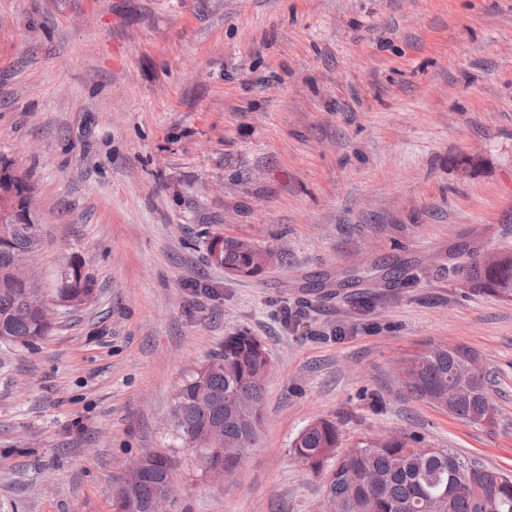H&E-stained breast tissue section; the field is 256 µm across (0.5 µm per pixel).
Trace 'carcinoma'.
Segmentation results:
<instances>
[{"mask_svg":"<svg viewBox=\"0 0 512 512\" xmlns=\"http://www.w3.org/2000/svg\"><path fill=\"white\" fill-rule=\"evenodd\" d=\"M30 204L8 218L9 237L0 236V344L30 347L51 332L52 322L39 311L23 308L27 289L10 280L9 268L31 248L41 246L39 225L29 222ZM248 240L221 239L220 266L241 278L264 269L266 255ZM73 262L56 288L60 301L81 306L92 289ZM473 289L512 301V251L495 261H476L469 270ZM465 347L430 346L404 361L403 373L415 382L411 393L464 422L477 425L496 416L488 400V374H473ZM270 365L267 350L247 333L224 337L222 349L180 388L175 404V427L188 446L199 450L202 463L239 466L257 444L264 381ZM212 398L207 410L199 402ZM224 422V442H204L207 425ZM420 438L396 434L365 440L338 450L336 425L318 419L307 425L293 443L302 465L324 472L325 501L337 512H512V475L480 465H466L443 448H420ZM336 462L325 466L330 459ZM148 467L140 484L129 493L119 488L115 512H151L163 486L173 482L175 461L166 454L146 456Z\"/></svg>","mask_w":512,"mask_h":512,"instance_id":"1","label":"carcinoma"}]
</instances>
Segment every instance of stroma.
<instances>
[{"instance_id":"1","label":"stroma","mask_w":512,"mask_h":512,"mask_svg":"<svg viewBox=\"0 0 512 512\" xmlns=\"http://www.w3.org/2000/svg\"><path fill=\"white\" fill-rule=\"evenodd\" d=\"M0 160L45 297L73 260L94 288L0 345V512H112L119 461L155 452L170 512H321L292 450L319 418L512 474V301L467 282L512 250V0H0ZM216 236L288 257L232 277ZM239 332L271 368L227 487L173 410ZM430 345L492 371L493 428L405 386Z\"/></svg>"}]
</instances>
